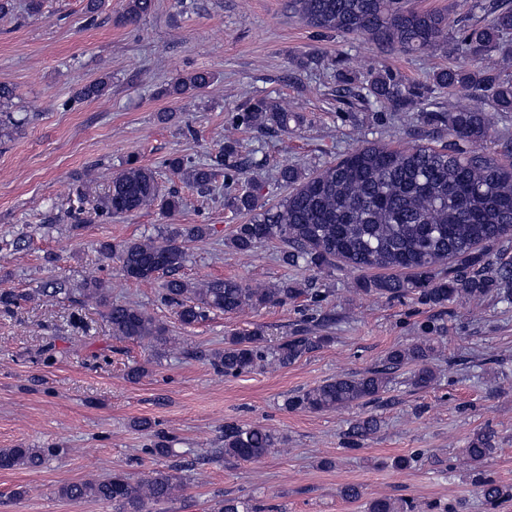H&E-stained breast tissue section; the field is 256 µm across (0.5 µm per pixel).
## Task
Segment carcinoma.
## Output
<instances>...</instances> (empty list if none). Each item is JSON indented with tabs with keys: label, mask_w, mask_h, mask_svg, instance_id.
Returning <instances> with one entry per match:
<instances>
[{
	"label": "carcinoma",
	"mask_w": 512,
	"mask_h": 512,
	"mask_svg": "<svg viewBox=\"0 0 512 512\" xmlns=\"http://www.w3.org/2000/svg\"><path fill=\"white\" fill-rule=\"evenodd\" d=\"M152 8L153 0H128L125 20L133 23ZM288 8L311 27L359 36L387 52H425L448 42V14L416 8L409 0H288ZM510 36L512 5H496L488 23L461 29V48L473 60L499 53L509 61ZM432 80L438 89L488 97L495 111L512 112V76L504 66L487 65L475 71L446 67L434 72ZM210 82L209 73L195 72L178 79L170 92L180 95L201 90ZM336 82L338 91L394 112L425 104L432 92L427 84L406 87L386 69L360 82L348 69L339 67ZM108 88V78L101 77L83 86L76 100L99 97ZM421 119L430 126L446 127L448 141L401 148L367 142L311 173L288 165L279 171L287 194L269 207L252 193H227L229 208L251 215L249 222L236 225L227 245L238 253H248L262 242H276L283 264L317 272L342 264L359 272L353 289L365 296L394 299L413 295L432 308L456 299L481 302L489 296H500L512 300V256L502 249L503 243L512 239V164L466 149L468 143L488 136L487 113L476 109L427 110L421 113ZM239 120L260 132L286 133L290 124L301 123L294 113L264 100L255 102ZM236 155L238 141L229 137L221 159L224 187L228 189L243 174V169L227 164ZM166 166L174 176L198 188L209 186L214 177L210 165L182 157L168 158ZM182 205L177 191L161 190L150 168L131 163L113 177L104 196L90 202V211L110 218L157 206L173 215ZM210 231L207 224L184 228L172 224L160 239L149 236L120 244L102 242L98 252L105 259H117L124 276L138 282L169 275L161 288L162 297L176 308L185 326L195 324L210 310L237 314L246 308L283 306L302 295L310 296L316 304L326 300L328 290L298 288L286 280L263 286L235 279L193 283L176 277L187 261L184 243L203 239ZM80 292L83 298L104 307L112 337L168 342L167 328L146 311L110 300L102 279L86 280ZM36 293L54 301L70 295L71 289L64 281H54ZM30 299V294L1 288L0 310L9 312ZM442 332L443 326L426 322L416 341L389 350L382 366L328 378L288 397L285 407L311 413L364 407L386 392L391 382L389 371L405 365L414 366L410 384L428 388L437 381L431 360ZM331 341L330 336L299 328L283 337L269 357L266 327L256 324L226 337L224 350L215 353L212 364L224 375L249 372L268 359L286 367ZM380 428L378 415L362 414L345 432L349 449H360ZM280 444L281 438L264 427L228 422L218 453L228 462L256 461ZM496 447V435L488 430L474 434L462 449L475 475L477 493L491 509L512 497L508 487L481 470ZM56 453L55 448H0V469L37 468ZM181 487V477L169 472L155 471L135 479L122 471L105 480L64 484L57 493L69 501L110 504L112 512H152L153 506L170 501ZM414 509L412 501L402 498H377L366 503V512Z\"/></svg>",
	"instance_id": "cac0c4a2"
}]
</instances>
